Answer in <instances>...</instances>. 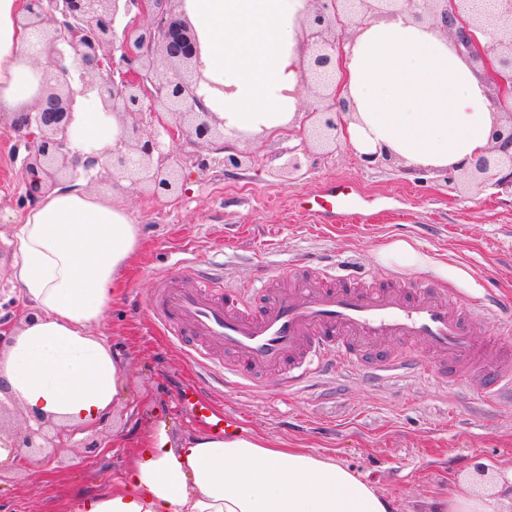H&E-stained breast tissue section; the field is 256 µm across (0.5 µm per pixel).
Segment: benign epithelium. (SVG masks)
I'll list each match as a JSON object with an SVG mask.
<instances>
[{
  "label": "benign epithelium",
  "mask_w": 512,
  "mask_h": 512,
  "mask_svg": "<svg viewBox=\"0 0 512 512\" xmlns=\"http://www.w3.org/2000/svg\"><path fill=\"white\" fill-rule=\"evenodd\" d=\"M312 10L304 28L308 33L309 57L306 79L315 89V117L307 139L320 146L336 144V110L346 103L336 98V87L317 79L333 71L336 26H358L367 11L396 13L400 7L437 14L459 49L472 59L493 57L502 72L512 73V0H494L485 11L474 0H311ZM133 16L117 33L120 17ZM24 26L40 34L36 49L42 72L39 96L15 113L11 130L24 147L23 202L34 205L47 191L81 178L95 180L104 175L146 186L154 193L174 194L181 187L183 161L166 152L156 136H142L145 115L167 112L175 127L166 132L175 140L185 136L200 144L224 140V130L212 119L196 93L204 80L199 60L198 35L182 9V0H27ZM489 35L486 46H478L470 28ZM71 59V66L64 64ZM79 73L81 89L74 88L73 73ZM96 93L104 113L123 123L124 149L102 156L73 153L70 127L77 95ZM488 155L477 158L468 171L485 185L496 170L502 177L497 186H512V113L507 123L492 134ZM67 433L51 422L26 430L21 450H11L13 467H26L33 455L50 462L63 445Z\"/></svg>",
  "instance_id": "obj_1"
}]
</instances>
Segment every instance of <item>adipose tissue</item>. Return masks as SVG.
<instances>
[{"mask_svg": "<svg viewBox=\"0 0 512 512\" xmlns=\"http://www.w3.org/2000/svg\"><path fill=\"white\" fill-rule=\"evenodd\" d=\"M201 44L198 94L225 135H277L301 122L298 90L310 0H184ZM25 0H0V112L33 103L41 71ZM338 133L359 153L414 167L459 169L486 154L503 121L484 78L441 25L405 9L364 21L336 55ZM123 126L92 95L77 96L79 153L119 147ZM11 283L31 308L0 348V399L28 424L100 423L118 399L123 365L91 333L117 298L140 241L123 205L83 187L42 196L13 225ZM68 512H389L376 487L332 459L269 448L261 437L172 438L159 423L109 492Z\"/></svg>", "mask_w": 512, "mask_h": 512, "instance_id": "obj_1", "label": "adipose tissue"}]
</instances>
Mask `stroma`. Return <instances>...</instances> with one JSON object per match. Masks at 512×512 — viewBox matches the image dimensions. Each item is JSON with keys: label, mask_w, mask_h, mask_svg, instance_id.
<instances>
[{"label": "stroma", "mask_w": 512, "mask_h": 512, "mask_svg": "<svg viewBox=\"0 0 512 512\" xmlns=\"http://www.w3.org/2000/svg\"><path fill=\"white\" fill-rule=\"evenodd\" d=\"M15 142L8 121H1L0 316L9 311L21 318L27 307L10 289L14 256L3 240L23 212ZM288 146L281 134L230 137L220 150L184 139L171 143L186 161L173 195L125 179L92 183L93 192L128 207L140 234L121 295L92 330L123 360L122 390L91 432L94 452L77 437L58 449L54 462L36 457L26 471L1 470L0 512H67L75 496L93 497L111 486L158 421L167 422L172 437L193 433L175 397L198 368L151 322L144 304L152 273L178 259L221 263L225 284L235 288L251 287L258 271L309 255L422 277L455 289L468 303L482 297L489 281L512 295L511 189L397 159L372 166L343 143L309 146L301 177L289 181L279 174ZM229 152L242 156V167H224ZM199 156L208 158L207 167L196 165ZM340 184L357 189L353 214L330 217L301 207V200ZM399 241L410 243L418 261L386 256ZM212 377V398L244 431L271 447L301 448L353 470L389 500L391 512H435L444 497L474 495L470 476L479 463L494 476L491 492L512 512V399L451 394L421 374L377 382L344 371L293 390L271 378L242 386L218 368Z\"/></svg>", "instance_id": "obj_1"}]
</instances>
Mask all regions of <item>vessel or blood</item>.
Segmentation results:
<instances>
[{"label":"vessel or blood","mask_w":512,"mask_h":512,"mask_svg":"<svg viewBox=\"0 0 512 512\" xmlns=\"http://www.w3.org/2000/svg\"><path fill=\"white\" fill-rule=\"evenodd\" d=\"M353 189L331 188L314 204L321 210L347 207ZM293 287H279L280 273H263L261 288H230L221 275L194 259H182L177 269L155 275L149 297L156 325L166 335L193 337V359L216 362L217 352L237 357L229 374L252 380L254 374L275 376L280 387L291 389L310 377L340 368L364 369L362 354L371 351L376 374L395 376L406 371L424 374L453 386L473 389L491 399L512 391V372L490 370V363L512 357V298L487 288L481 304L495 321L490 336L472 335L465 303L450 289H434L413 279L410 289L373 277L342 275L315 257L289 266ZM402 345V352H386L385 343ZM452 362L488 366L483 385L469 374H448L428 366L421 352ZM192 421L216 435L237 429L234 416L207 395L204 381L184 388L177 396Z\"/></svg>","instance_id":"1"}]
</instances>
